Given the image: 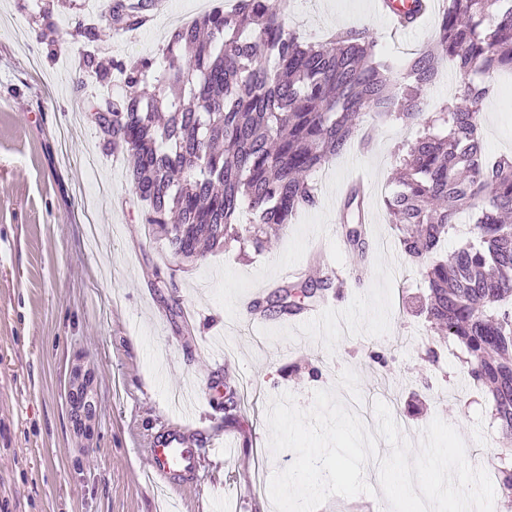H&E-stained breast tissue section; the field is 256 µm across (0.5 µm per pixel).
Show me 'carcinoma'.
<instances>
[{"mask_svg":"<svg viewBox=\"0 0 512 512\" xmlns=\"http://www.w3.org/2000/svg\"><path fill=\"white\" fill-rule=\"evenodd\" d=\"M149 0H104L101 24L80 31L94 42L144 22ZM277 0H236L175 29L156 61L109 69L84 65L126 89L99 124L105 144L129 153L128 179L144 221L176 257L244 240L236 223L248 208L249 238L264 251L301 208L317 203L314 175L353 140L369 111L428 124L421 90L446 57L463 78L465 104L444 110V137L425 132L403 155L401 189L388 200L403 252L421 265L425 319L466 353L467 374L512 432V158L486 161L479 114L488 89L473 78L496 66L512 71V0H444L434 47L398 67L379 60L366 29L308 41L285 25ZM361 190L344 203L346 245L368 254ZM470 210L477 243L435 258L459 211ZM332 287L330 279L281 286L278 314H295ZM243 396L224 384V412ZM505 512H512V462L499 468Z\"/></svg>","mask_w":512,"mask_h":512,"instance_id":"carcinoma-1","label":"carcinoma"}]
</instances>
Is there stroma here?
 Here are the masks:
<instances>
[{
	"instance_id": "35a3bbf8",
	"label": "stroma",
	"mask_w": 512,
	"mask_h": 512,
	"mask_svg": "<svg viewBox=\"0 0 512 512\" xmlns=\"http://www.w3.org/2000/svg\"><path fill=\"white\" fill-rule=\"evenodd\" d=\"M87 0H0V512H275L258 471L294 460L272 454L271 399L337 389L358 376L362 421L375 429L384 402L411 445L433 419L452 425L470 465L496 476L512 436L470 382L462 352L441 342L418 305L420 267L403 254L387 202L403 147L418 125L366 117L358 140L328 165L318 204L292 219L269 251L239 243L188 262L154 239L127 181L130 159L106 148L91 120L110 99L86 56L156 58L171 32L227 0H166L132 30L96 42ZM439 12L393 33L373 0H288L289 29L322 37L368 29L382 60L409 62L438 37ZM54 34L43 37L45 24ZM480 130L489 157H512V75L487 71ZM365 172L367 261L348 253L338 214ZM330 277L327 309L292 323L253 310L285 270ZM438 347L431 364L427 347ZM384 353L386 366L370 362ZM95 376L96 417L78 433L68 413L73 367ZM252 385L257 404L224 416L225 384ZM196 448V482L153 487L147 469L161 426ZM220 452H209L211 443Z\"/></svg>"
}]
</instances>
